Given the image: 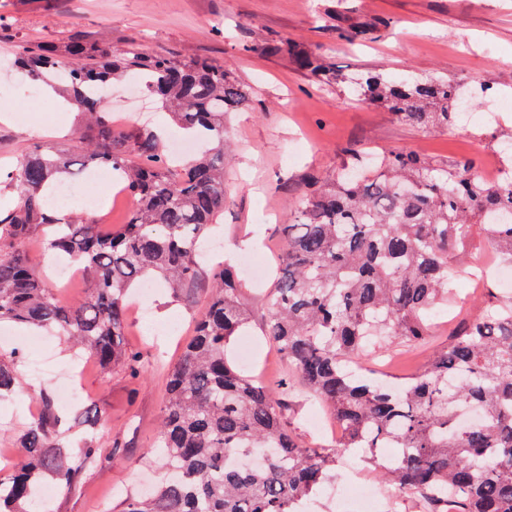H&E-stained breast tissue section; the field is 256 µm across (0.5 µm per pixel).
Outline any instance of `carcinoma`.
<instances>
[{
  "mask_svg": "<svg viewBox=\"0 0 512 512\" xmlns=\"http://www.w3.org/2000/svg\"><path fill=\"white\" fill-rule=\"evenodd\" d=\"M279 51L316 81L347 86L355 97L411 125H456L459 84L437 78L390 79L364 71L351 78L284 39ZM18 67L32 81L66 83L86 110L92 137L85 160L37 148L13 160L0 188L16 203L0 213V322L57 331L64 342L141 372L125 333L130 292L164 280L175 297L200 279V247L224 214V118L253 100L251 88L222 60L174 59L136 44L123 49L73 41L64 52L24 46ZM136 75L177 123L202 140L178 169L145 129L118 130L89 89ZM105 166L125 182L134 205L127 221L104 235L79 216L62 222L47 193L59 176ZM512 179L487 186L467 158L442 163L392 150L373 162L352 161L297 203L282 248L261 333L278 350L308 396L343 426L341 442L312 447L290 432L281 404L258 377L228 356L250 314L244 281L213 269L205 310L168 373L156 440L147 455L167 476L151 492L131 495L118 512H305L334 477L345 453L361 450L379 479L428 512H512V296L466 319L417 376L380 381L349 367L368 352L416 345L430 336L427 312L448 302L452 252L486 233L512 261ZM35 237L88 276L84 300L62 303L29 265L21 245ZM18 352L0 351V401L19 383ZM22 436L28 463L0 473V512H50L39 502L43 479L69 491L100 458L92 441L76 459L65 451L50 397ZM477 409L483 420L465 423ZM395 448L391 465L378 449Z\"/></svg>",
  "mask_w": 512,
  "mask_h": 512,
  "instance_id": "1",
  "label": "carcinoma"
}]
</instances>
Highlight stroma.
Segmentation results:
<instances>
[{
	"label": "stroma",
	"instance_id": "obj_1",
	"mask_svg": "<svg viewBox=\"0 0 512 512\" xmlns=\"http://www.w3.org/2000/svg\"><path fill=\"white\" fill-rule=\"evenodd\" d=\"M353 22L372 25L366 40L340 39L338 28ZM286 38L351 74L444 77L512 95V0H0V103L13 107L0 113V166L44 146L80 155L86 133L80 112L60 110L43 94L19 86L11 61L24 42L59 49L76 39L116 48L137 43L154 54L226 61L250 84L252 107L234 114L227 128L233 165L218 229L222 248L203 262L207 272L245 254L274 267L283 224L300 194L354 153L401 149L444 162H480L496 147L498 131L512 128V112L499 113L479 138L461 122L440 132L408 125L344 88L317 85L277 51ZM480 256L496 257L484 235L453 253V298L436 308L430 348L446 345L457 320L503 295L493 279L478 290L468 287L470 263ZM143 304L145 313H127L128 343L142 356L141 374L131 376L121 364L105 371L88 360L80 380L82 403L59 407L69 441L92 427L103 456L86 468L75 489L53 494L51 512H112L160 475L144 450L160 421L167 372L192 335L205 290L189 289L176 300L161 287ZM17 348L22 378L0 404V449L12 450L19 460L28 418L41 411V394L54 391L51 377L28 375L29 360L42 359L58 375L75 353L43 329L20 332ZM430 348L403 352L385 368L364 360L362 373L383 369L392 377L410 376ZM320 409L306 394H294L285 413L288 428L304 442H321L312 425Z\"/></svg>",
	"mask_w": 512,
	"mask_h": 512
}]
</instances>
